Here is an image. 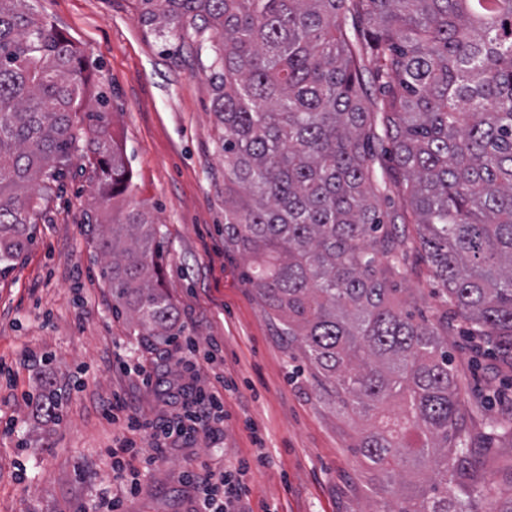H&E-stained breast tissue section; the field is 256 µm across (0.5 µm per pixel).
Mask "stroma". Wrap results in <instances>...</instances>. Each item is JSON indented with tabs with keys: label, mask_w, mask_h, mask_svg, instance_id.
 <instances>
[{
	"label": "stroma",
	"mask_w": 512,
	"mask_h": 512,
	"mask_svg": "<svg viewBox=\"0 0 512 512\" xmlns=\"http://www.w3.org/2000/svg\"><path fill=\"white\" fill-rule=\"evenodd\" d=\"M72 39L94 66L95 91L110 98L113 135L122 145L132 182L120 206L152 215L163 241L160 282L178 311L176 336L200 350L218 349L196 374L225 378L224 434L168 448L164 459L127 460L112 471L109 448L140 440L127 417L108 420L113 395L143 420L181 407L167 388L183 374L174 347L138 336L129 317L113 312L100 277L103 259L85 236L97 187L80 156H72L62 189L53 190L35 226L34 241L13 270L0 274V512H79L140 480L126 512H195L185 474L200 463L251 464L243 478L251 512H365L377 506L376 472L354 444L372 421L344 413L304 369L299 347L243 277L247 257L224 247L223 134L212 112L210 73L196 58L213 31L159 33L143 22L139 0H30ZM401 286L409 309L432 318L437 282L411 254ZM448 353L457 377L471 444L486 492L476 512H496L512 487V439L492 421H512V353L470 336L469 324L448 314ZM151 372L146 387L119 361ZM64 396L63 421L34 413L30 400L45 382ZM264 465H255L256 455Z\"/></svg>",
	"instance_id": "35a3bbf8"
}]
</instances>
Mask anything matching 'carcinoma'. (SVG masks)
Wrapping results in <instances>:
<instances>
[{"label":"carcinoma","instance_id":"obj_1","mask_svg":"<svg viewBox=\"0 0 512 512\" xmlns=\"http://www.w3.org/2000/svg\"><path fill=\"white\" fill-rule=\"evenodd\" d=\"M171 31L203 21L212 112L224 129V245L313 378L346 412L394 404L355 447L383 474L382 512H474L479 461L448 346V304L473 335L512 347V0H140ZM363 30L352 40L346 14ZM382 93L362 88L363 63ZM90 66L73 42L0 0V270L34 238L51 184L86 160L103 208L131 174L110 101L87 104ZM390 166L375 185L374 144ZM40 187L42 193L33 190ZM396 190L405 207L381 209ZM417 226L409 239L397 224ZM116 305L147 336L176 309L157 278L148 211L86 214ZM418 252L439 285L435 321L405 307L397 280ZM46 384L35 403L60 421Z\"/></svg>","mask_w":512,"mask_h":512}]
</instances>
